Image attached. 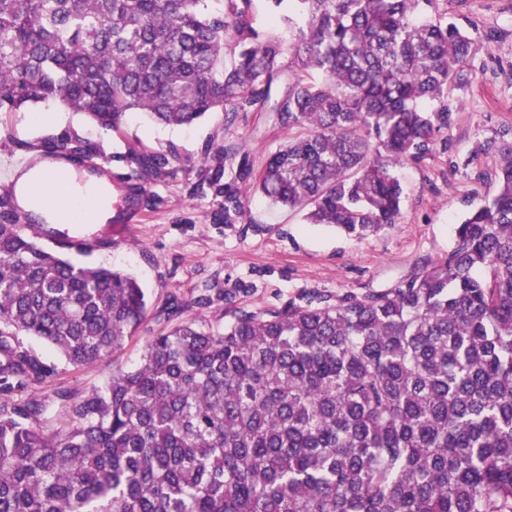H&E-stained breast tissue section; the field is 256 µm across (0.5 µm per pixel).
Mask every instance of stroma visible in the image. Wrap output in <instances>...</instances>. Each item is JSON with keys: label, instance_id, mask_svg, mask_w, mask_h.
I'll use <instances>...</instances> for the list:
<instances>
[{"label": "stroma", "instance_id": "obj_1", "mask_svg": "<svg viewBox=\"0 0 512 512\" xmlns=\"http://www.w3.org/2000/svg\"><path fill=\"white\" fill-rule=\"evenodd\" d=\"M459 23L476 38L478 50L465 66L469 81L454 91L448 126L440 133L451 149L398 169L404 187L400 222L360 241L253 193L244 214L228 224L219 196L195 194L206 148L244 153L253 170L262 168L288 138L273 113L228 115L218 109L185 127L157 125L133 113L118 135L103 133L84 114L57 103L0 113V183L8 182L24 144L66 130L102 142L104 155L93 161L100 173L129 172L124 155L131 148L172 146L180 158L167 177L150 186L162 205L140 209L136 223L27 226L46 247L66 238L92 243L90 251L71 253V260L124 269L148 297V317L115 364H61L58 384L85 392L102 386L113 365L136 366L147 337L163 329L159 313L174 297L184 300L214 289L203 315L220 327L221 295L227 291H236L238 302L254 311L281 308L303 302L311 291L336 295L389 288L417 265L447 257L470 206L497 188L498 157L480 152V145L512 139V0H468Z\"/></svg>", "mask_w": 512, "mask_h": 512}]
</instances>
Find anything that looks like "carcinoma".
Masks as SVG:
<instances>
[{
    "instance_id": "cac0c4a2",
    "label": "carcinoma",
    "mask_w": 512,
    "mask_h": 512,
    "mask_svg": "<svg viewBox=\"0 0 512 512\" xmlns=\"http://www.w3.org/2000/svg\"><path fill=\"white\" fill-rule=\"evenodd\" d=\"M0 0V112L57 102L105 132L130 112L165 126L263 112L298 129L259 173L206 150L196 186L307 210L355 239L401 219L395 169L448 151L450 92L477 40L467 0ZM24 148L94 158L63 132ZM496 193L472 206L448 256L398 284L248 310L223 295L170 299L139 365L89 392L56 388L58 364L119 353L147 317L137 278L49 250L0 195V512H512V141ZM136 204L180 161L134 149ZM230 174V181L221 178ZM174 325H169V322Z\"/></svg>"
}]
</instances>
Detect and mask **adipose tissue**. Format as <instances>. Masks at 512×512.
<instances>
[{
    "instance_id": "adipose-tissue-1",
    "label": "adipose tissue",
    "mask_w": 512,
    "mask_h": 512,
    "mask_svg": "<svg viewBox=\"0 0 512 512\" xmlns=\"http://www.w3.org/2000/svg\"><path fill=\"white\" fill-rule=\"evenodd\" d=\"M20 205L53 224H98L108 218L112 192L105 181H79L72 167L43 162L18 172Z\"/></svg>"
}]
</instances>
